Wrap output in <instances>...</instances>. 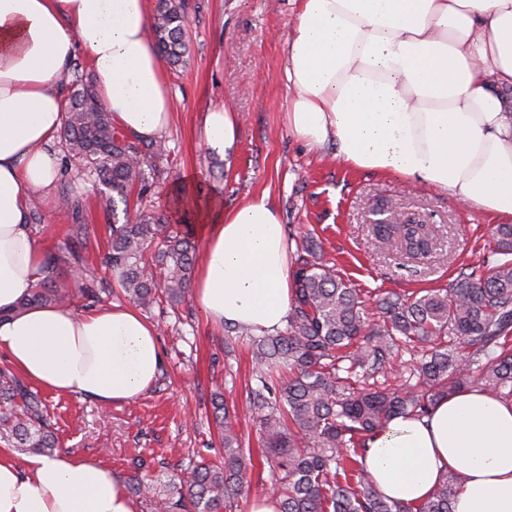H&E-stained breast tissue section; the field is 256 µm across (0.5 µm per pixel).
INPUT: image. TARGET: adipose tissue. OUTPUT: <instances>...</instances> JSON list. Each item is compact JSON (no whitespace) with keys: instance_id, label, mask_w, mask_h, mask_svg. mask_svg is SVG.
<instances>
[{"instance_id":"1","label":"adipose tissue","mask_w":512,"mask_h":512,"mask_svg":"<svg viewBox=\"0 0 512 512\" xmlns=\"http://www.w3.org/2000/svg\"><path fill=\"white\" fill-rule=\"evenodd\" d=\"M284 78L288 128L334 144L354 170L394 173L448 193L492 223H512V0H297ZM150 0H0V352L29 382L101 405L143 395L164 357L137 309L31 306L43 248L29 216L51 199L63 126L60 80L75 51L89 59L115 125L160 136L173 102L147 31ZM208 152L232 147L236 113L209 108ZM206 244L192 296L219 324L281 329L289 311L288 243L260 197L203 208ZM386 497L413 505L463 471L453 512H512V401L477 388L428 415L391 419L366 441ZM0 512H139L122 481L70 449L18 464L0 448Z\"/></svg>"}]
</instances>
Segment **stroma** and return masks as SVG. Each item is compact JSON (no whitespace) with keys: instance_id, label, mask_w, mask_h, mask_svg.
I'll return each instance as SVG.
<instances>
[{"instance_id":"stroma-1","label":"stroma","mask_w":512,"mask_h":512,"mask_svg":"<svg viewBox=\"0 0 512 512\" xmlns=\"http://www.w3.org/2000/svg\"><path fill=\"white\" fill-rule=\"evenodd\" d=\"M188 12L190 54L185 66L165 73L174 118L162 134L168 152L157 162L162 176L146 205L169 208L179 186L192 198L220 193L228 208L268 194L288 239L312 236L371 309L391 291L447 287L462 268L490 255L494 226L484 214L393 175L349 170L333 146L315 150L291 135L283 69L296 0H189ZM223 104L238 114L239 127L233 146L218 156L203 146V114ZM57 163L56 192L83 194L86 270L99 272L109 237L108 194L72 179L65 158ZM387 201L433 225L436 246L424 261L402 264L395 250L375 243L372 211ZM41 214L35 230L45 250L67 248L70 214L56 205L43 206ZM145 316L164 353L153 387L107 408L75 394L43 393L61 447L99 461L126 483L140 459L159 479L192 460L216 463L224 450L211 400L221 394L236 406L238 433L253 453L236 510L249 512L252 500L267 494L271 472L259 455V425L248 410L253 365L245 340L225 349L224 327L210 323L191 298L176 308L153 307Z\"/></svg>"}]
</instances>
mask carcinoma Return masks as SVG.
Segmentation results:
<instances>
[{"instance_id": "carcinoma-1", "label": "carcinoma", "mask_w": 512, "mask_h": 512, "mask_svg": "<svg viewBox=\"0 0 512 512\" xmlns=\"http://www.w3.org/2000/svg\"><path fill=\"white\" fill-rule=\"evenodd\" d=\"M186 0H156L150 25L159 59L171 68L186 61L189 47ZM62 132L68 156L112 192V225L105 274L142 307L178 306L187 298L197 254L192 235L172 230L179 212L146 213L128 204L133 192L148 191L146 171L161 173L155 160L166 155L162 139L134 142L112 122L79 61L64 82ZM72 215L73 244L48 251L25 305L63 302L73 292L59 269L82 267L79 251L83 197L62 194ZM380 242H396L410 257H425L432 225L406 217L376 228ZM496 262L460 271L446 289L421 296L391 292L380 300L381 316L370 319L360 289L320 257L305 236L296 244L287 327L248 334L256 383L249 411L260 426L264 456L271 466L279 512H452L464 476L448 473L418 505L382 495L365 463V442L397 415L423 416L441 398L466 387L512 396V224L494 229ZM468 349L462 357L450 342ZM417 348L413 386L359 387L401 349ZM224 464L196 462L183 475L163 482L146 475L132 485L149 495L152 512H231L249 466L238 417L214 403ZM0 442L23 453L51 456L59 448L55 418L23 378L0 370Z\"/></svg>"}]
</instances>
